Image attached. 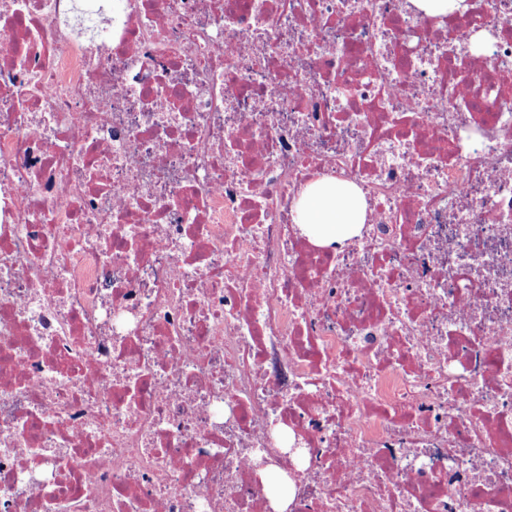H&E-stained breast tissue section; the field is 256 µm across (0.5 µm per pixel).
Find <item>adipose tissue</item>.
<instances>
[{
	"instance_id": "ef3b65f1",
	"label": "adipose tissue",
	"mask_w": 512,
	"mask_h": 512,
	"mask_svg": "<svg viewBox=\"0 0 512 512\" xmlns=\"http://www.w3.org/2000/svg\"><path fill=\"white\" fill-rule=\"evenodd\" d=\"M368 210V201L359 187L333 177L305 187L295 205L302 235L321 246L342 245L360 236Z\"/></svg>"
}]
</instances>
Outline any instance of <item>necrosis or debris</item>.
Instances as JSON below:
<instances>
[{
    "label": "necrosis or debris",
    "instance_id": "obj_1",
    "mask_svg": "<svg viewBox=\"0 0 512 512\" xmlns=\"http://www.w3.org/2000/svg\"><path fill=\"white\" fill-rule=\"evenodd\" d=\"M283 2L0 11V512H512V0ZM369 210L362 190L334 177L305 187L295 205L296 224L310 242L344 245L362 234Z\"/></svg>",
    "mask_w": 512,
    "mask_h": 512
}]
</instances>
